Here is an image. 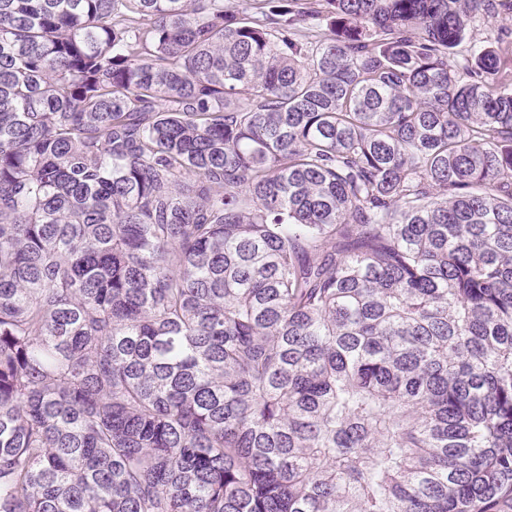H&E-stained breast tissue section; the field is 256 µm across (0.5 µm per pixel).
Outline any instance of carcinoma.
I'll use <instances>...</instances> for the list:
<instances>
[{"instance_id": "1", "label": "carcinoma", "mask_w": 512, "mask_h": 512, "mask_svg": "<svg viewBox=\"0 0 512 512\" xmlns=\"http://www.w3.org/2000/svg\"><path fill=\"white\" fill-rule=\"evenodd\" d=\"M496 0H0V512H512ZM496 36L499 32L500 47L509 46L512 59V14H500L497 18L477 15L473 17L467 26L466 36L463 42L456 48V57L463 59L469 57L471 50L487 45V37Z\"/></svg>"}]
</instances>
